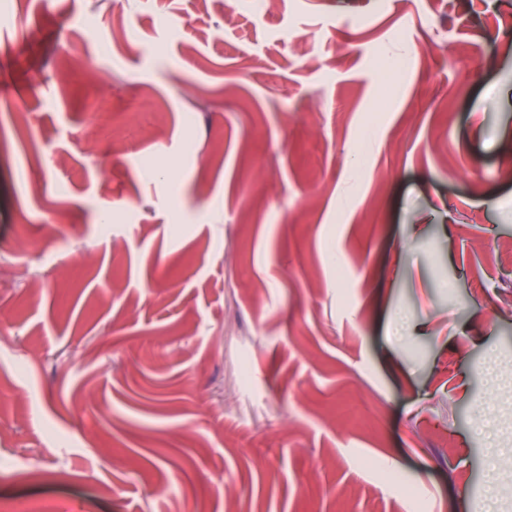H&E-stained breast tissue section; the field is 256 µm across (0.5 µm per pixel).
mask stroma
I'll return each instance as SVG.
<instances>
[{
	"label": "stroma",
	"instance_id": "1",
	"mask_svg": "<svg viewBox=\"0 0 512 512\" xmlns=\"http://www.w3.org/2000/svg\"><path fill=\"white\" fill-rule=\"evenodd\" d=\"M502 17L0 0V512H512Z\"/></svg>",
	"mask_w": 512,
	"mask_h": 512
}]
</instances>
